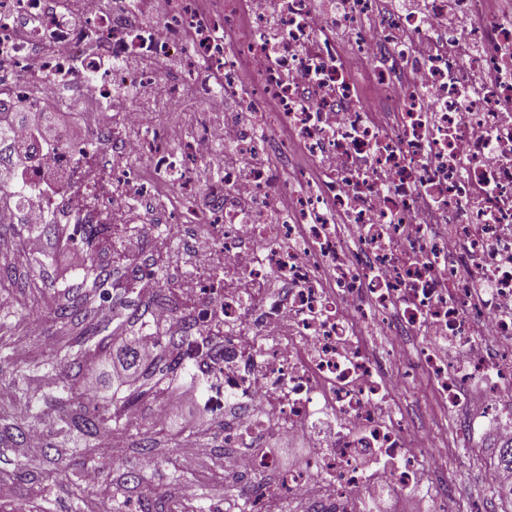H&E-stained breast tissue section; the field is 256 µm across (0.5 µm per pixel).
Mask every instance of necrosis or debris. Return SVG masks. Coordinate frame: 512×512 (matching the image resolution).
<instances>
[{
	"label": "necrosis or debris",
	"mask_w": 512,
	"mask_h": 512,
	"mask_svg": "<svg viewBox=\"0 0 512 512\" xmlns=\"http://www.w3.org/2000/svg\"><path fill=\"white\" fill-rule=\"evenodd\" d=\"M416 2L0 0V98L98 106L63 183L33 154L42 223L181 240L155 322L192 324L234 475L272 467L262 440L307 444L260 512H375L379 486L455 512L445 445L395 400L420 369L461 435L512 447V0Z\"/></svg>",
	"instance_id": "necrosis-or-debris-1"
}]
</instances>
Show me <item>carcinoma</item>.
Segmentation results:
<instances>
[{
  "mask_svg": "<svg viewBox=\"0 0 512 512\" xmlns=\"http://www.w3.org/2000/svg\"><path fill=\"white\" fill-rule=\"evenodd\" d=\"M27 129L25 148L41 142L38 129L30 127L29 113L8 112L0 118V207L7 210L0 220V240L26 239L24 198L31 187L16 175L18 166V131ZM82 243L87 246L89 264L79 278L58 293L49 312L56 325L55 346L38 359H18L10 346L12 331L24 307L0 300V398L8 400V407L0 410V460L14 456L29 433L42 422V415L34 406L40 401L58 409L55 436L57 443L49 446L53 453L43 459L19 461L13 476L31 485L34 498L51 502L52 490L61 487L71 501L72 512H84L89 498L101 496V512H131L128 484L148 487L150 476L144 473H122L113 476L117 463L105 455L100 442L115 432L129 433L124 422L127 409L144 397L158 391L168 375L183 365V357L174 340V334L156 331L157 355L152 360L142 359L135 340L125 341L118 332L151 312L140 308L133 295L141 294L143 277L134 267L120 271L104 266L95 256L103 247L113 245L112 225H81ZM40 267L42 287H50L49 275L41 269L42 262L34 255L20 253L16 263L0 265V288L29 289L31 278L21 279L17 266ZM108 301L111 315L101 321L91 318L92 301ZM116 351L125 367L137 376L133 389L112 393V402L95 405L86 401L83 385L86 382L87 357ZM157 442L151 431L139 435L134 447L149 457L154 455ZM165 496L145 494L138 498L136 512H168Z\"/></svg>",
  "mask_w": 512,
  "mask_h": 512,
  "instance_id": "obj_1",
  "label": "carcinoma"
}]
</instances>
